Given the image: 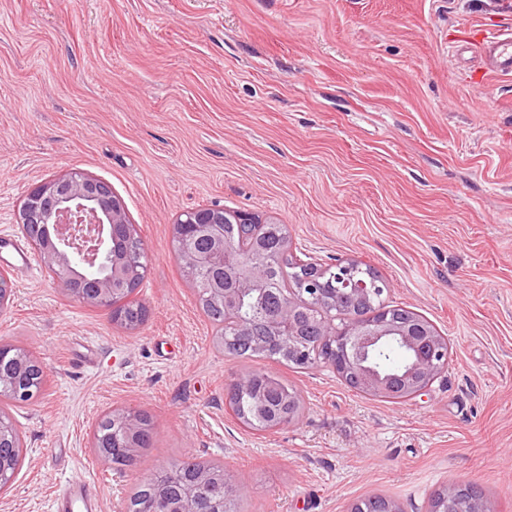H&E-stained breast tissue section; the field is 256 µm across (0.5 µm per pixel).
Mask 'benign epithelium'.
<instances>
[{"instance_id":"benign-epithelium-1","label":"benign epithelium","mask_w":512,"mask_h":512,"mask_svg":"<svg viewBox=\"0 0 512 512\" xmlns=\"http://www.w3.org/2000/svg\"><path fill=\"white\" fill-rule=\"evenodd\" d=\"M263 219L244 212L228 213L221 208H199L185 213L174 225L173 235L179 243L183 265L208 275L207 298L224 307L226 316L235 309L237 296L246 289H261L265 283V266L255 258L224 241V225H254ZM22 232L39 251L54 279L69 295L85 304L115 308L133 297L140 272L125 256L113 252L116 231L134 237V225L129 223L121 200L105 182L73 171L49 179L30 190L19 214ZM208 242L204 251L194 245V237ZM100 273L86 281V272ZM336 290L342 298L356 304L372 294L391 288L386 279L362 280L351 275V261L333 266ZM306 294L319 302L323 309L337 306L336 296L329 295L312 278L303 280ZM302 302L288 298L279 309L267 317L263 325L280 343L281 348L299 359H306V339L313 334L328 344L335 357L332 368L356 383L370 396L393 400H409L426 391L448 366V341L425 322L410 317L403 322H391L386 317H374L369 322H352L347 329L336 332L332 316L315 321L312 331H306L299 317ZM396 339L410 352L407 365L396 373H383L371 365L369 357L377 345ZM121 437L98 445L97 456L104 466L112 465L113 449L128 457L140 451L138 435L141 416L135 410H122L116 416ZM19 435L10 419L0 417V477L7 468L5 449ZM211 483L205 476L197 485L185 490L177 499L160 497L153 501L150 512H197L200 490ZM215 489L222 495L244 491L241 483L219 480ZM436 512H488L480 499H462L457 486L448 488L443 505Z\"/></svg>"}]
</instances>
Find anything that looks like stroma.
Here are the masks:
<instances>
[{"label": "stroma", "instance_id": "1", "mask_svg": "<svg viewBox=\"0 0 512 512\" xmlns=\"http://www.w3.org/2000/svg\"><path fill=\"white\" fill-rule=\"evenodd\" d=\"M500 0H0V237L36 185L80 171L121 198L148 255L133 331L72 298L43 261L13 283L0 343L45 368L10 413L22 468L0 512H51L73 476L125 512L142 476L221 462L248 512H351L375 493L427 512L470 483L512 512V77L470 42ZM199 207L284 224L291 254L355 259L449 346L404 402L332 369L225 356L173 249ZM286 378L304 410L257 432L226 402L246 370ZM148 412L133 469L101 465L106 412Z\"/></svg>", "mask_w": 512, "mask_h": 512}]
</instances>
